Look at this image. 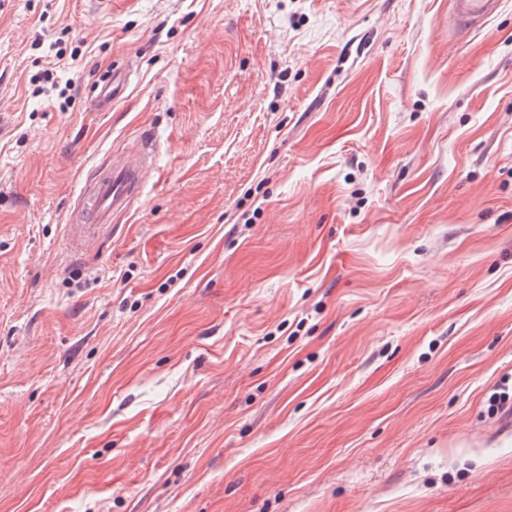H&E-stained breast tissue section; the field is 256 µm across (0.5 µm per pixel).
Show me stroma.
Returning <instances> with one entry per match:
<instances>
[{
	"mask_svg": "<svg viewBox=\"0 0 512 512\" xmlns=\"http://www.w3.org/2000/svg\"><path fill=\"white\" fill-rule=\"evenodd\" d=\"M503 391L512 0H0V512H512ZM501 3V0H448V30L457 33L481 29L498 14ZM127 82L125 73L112 71V74L101 83L98 94V102L101 105L108 104L118 96L124 89ZM157 149L154 134L140 136L131 150L91 169L70 216V241L75 248L94 239L115 215L127 212L142 195L146 171Z\"/></svg>",
	"mask_w": 512,
	"mask_h": 512,
	"instance_id": "1",
	"label": "stroma"
}]
</instances>
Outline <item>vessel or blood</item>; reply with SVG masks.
I'll list each match as a JSON object with an SVG mask.
<instances>
[{
    "label": "vessel or blood",
    "instance_id": "1",
    "mask_svg": "<svg viewBox=\"0 0 512 512\" xmlns=\"http://www.w3.org/2000/svg\"><path fill=\"white\" fill-rule=\"evenodd\" d=\"M501 7V0H448V28L452 32L478 30ZM127 82L125 74L112 72L103 80L99 104L118 96ZM157 149L154 135L140 136L131 150L91 169L70 216V241L73 247L94 239L100 228L110 224L115 215L127 212L132 201L141 196L146 171Z\"/></svg>",
    "mask_w": 512,
    "mask_h": 512
}]
</instances>
